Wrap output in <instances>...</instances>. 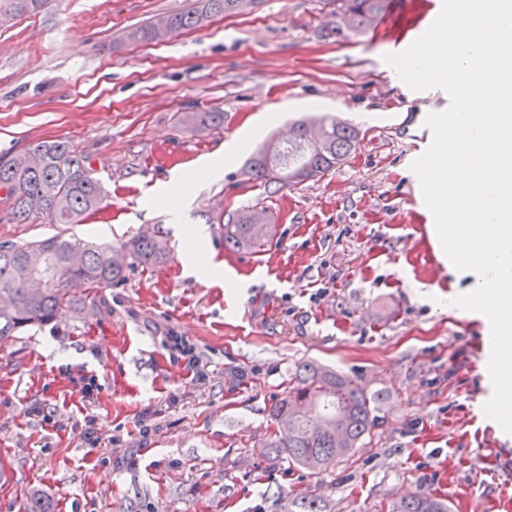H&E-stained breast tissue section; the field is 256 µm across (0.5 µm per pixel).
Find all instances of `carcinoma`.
<instances>
[{
    "label": "carcinoma",
    "instance_id": "carcinoma-1",
    "mask_svg": "<svg viewBox=\"0 0 512 512\" xmlns=\"http://www.w3.org/2000/svg\"><path fill=\"white\" fill-rule=\"evenodd\" d=\"M46 0H0V22L38 12ZM200 6L165 18V28L140 25L128 33L134 41L162 42L197 28L210 15L238 14L259 0H198ZM341 29L362 33L386 9L388 0H328ZM224 121L222 112H187L178 117L186 130L214 128ZM363 136L352 125L327 116L301 120L294 126L288 146L268 155L269 137L249 160L251 177L266 187L298 185L319 178L343 164ZM0 192L10 221L28 224L45 218L52 224H81L101 209L104 190L93 177L90 158L72 154L62 140L46 141L13 156L0 158ZM253 211L238 210L222 225L224 243L252 249L270 233V225L252 221ZM80 250L83 260L69 263ZM45 257L50 284L42 291L28 288L31 263ZM169 257L168 232L156 226L133 237L120 249L85 241L73 234H57L26 244L0 242V340L54 320L64 309L82 311L87 299L100 289L121 284L133 268H154ZM82 286L80 293L71 285ZM278 431L265 447L285 455L292 463L317 475L355 449L367 445L379 422L375 394L358 376L341 373L314 362L298 365L288 390L271 408ZM388 512H448V505L430 492H418L393 501Z\"/></svg>",
    "mask_w": 512,
    "mask_h": 512
}]
</instances>
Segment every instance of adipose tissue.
I'll list each match as a JSON object with an SVG mask.
<instances>
[{"instance_id":"1","label":"adipose tissue","mask_w":512,"mask_h":512,"mask_svg":"<svg viewBox=\"0 0 512 512\" xmlns=\"http://www.w3.org/2000/svg\"><path fill=\"white\" fill-rule=\"evenodd\" d=\"M224 168L223 153H216L212 158L198 162L192 168L173 174L166 184L160 200L175 223L183 227L186 241L192 245L188 253L189 264L199 273L220 275L221 267L213 260L207 246L205 229L199 224H188L184 216L189 208L191 198L189 186L198 180L218 177Z\"/></svg>"}]
</instances>
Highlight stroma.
Instances as JSON below:
<instances>
[{"label": "stroma", "instance_id": "obj_1", "mask_svg": "<svg viewBox=\"0 0 512 512\" xmlns=\"http://www.w3.org/2000/svg\"><path fill=\"white\" fill-rule=\"evenodd\" d=\"M193 0H49L0 24V157L62 139L106 189L74 232L120 246L162 225L172 255L104 288L94 306L0 340V512H384L419 490L451 512H512V434L483 410L490 324L451 300L466 285L436 249L412 163L440 88L410 90L385 61L418 39L442 0H411L391 33L339 32L327 0H261L160 43L132 28ZM221 126L179 128L184 112ZM301 113L364 135L317 181L268 193L246 160ZM220 177L192 185L215 263L193 274L159 196L173 171L217 150ZM265 211L259 248L224 243L229 213ZM195 348L171 362L167 337ZM316 360L382 395L370 442L321 474L269 454L272 405ZM95 376L83 400L72 379ZM93 430L96 445L85 439Z\"/></svg>", "mask_w": 512, "mask_h": 512}]
</instances>
